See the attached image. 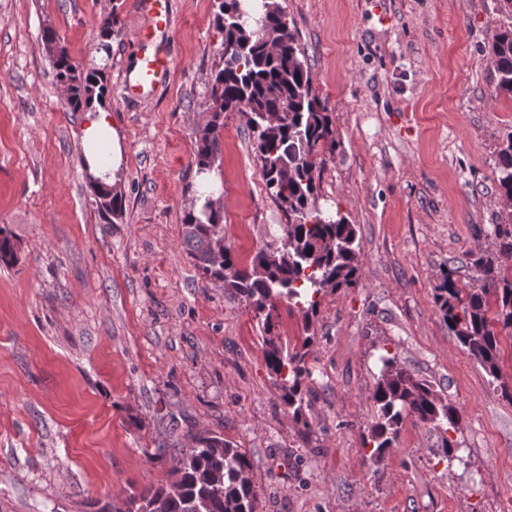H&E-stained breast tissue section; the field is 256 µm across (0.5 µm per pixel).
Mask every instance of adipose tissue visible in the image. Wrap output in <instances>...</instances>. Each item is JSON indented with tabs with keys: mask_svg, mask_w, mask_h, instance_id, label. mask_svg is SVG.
I'll use <instances>...</instances> for the list:
<instances>
[{
	"mask_svg": "<svg viewBox=\"0 0 512 512\" xmlns=\"http://www.w3.org/2000/svg\"><path fill=\"white\" fill-rule=\"evenodd\" d=\"M83 143L88 173L102 184H116L120 178L123 147L110 121L107 104L96 103L88 109Z\"/></svg>",
	"mask_w": 512,
	"mask_h": 512,
	"instance_id": "adipose-tissue-1",
	"label": "adipose tissue"
}]
</instances>
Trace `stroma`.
Segmentation results:
<instances>
[{
    "mask_svg": "<svg viewBox=\"0 0 512 512\" xmlns=\"http://www.w3.org/2000/svg\"><path fill=\"white\" fill-rule=\"evenodd\" d=\"M333 114L336 156L322 207L357 228V287L324 296L309 364L318 392L303 441L279 399L252 309L205 286L183 244L191 163L224 39L213 0H170V79L129 96L143 20L134 0H0V512L123 507L168 479L165 448L190 429L235 441L254 466L257 512H498L512 498V402L433 302L443 265L502 222L495 161L512 100L495 99L482 50L506 21L499 0H280ZM117 8L109 51L101 14ZM76 65L107 62L123 136L122 218L104 223L72 111L43 35ZM214 170L224 242L237 258L282 248L248 131L224 120ZM462 416V463L405 424L379 468L362 449L383 350Z\"/></svg>",
    "mask_w": 512,
    "mask_h": 512,
    "instance_id": "obj_1",
    "label": "stroma"
}]
</instances>
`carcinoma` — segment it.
<instances>
[{
  "instance_id": "obj_1",
  "label": "carcinoma",
  "mask_w": 512,
  "mask_h": 512,
  "mask_svg": "<svg viewBox=\"0 0 512 512\" xmlns=\"http://www.w3.org/2000/svg\"><path fill=\"white\" fill-rule=\"evenodd\" d=\"M215 19L224 31L222 66L214 71L210 111L195 132L197 172H211L222 154L224 116L235 113L253 135V148L271 199L288 217L286 249L258 250L240 263L224 244V212L205 201L200 210L184 211L182 228L188 256L205 282L244 300L263 330L271 376L305 441L313 431L308 413L312 368L308 365L317 336L315 318L320 297L359 284L360 243L355 225L320 205V186L328 159L334 156L333 120L313 89L305 48L278 0H214ZM511 22L485 47L496 83L492 96L512 100V0H501ZM118 25L117 7L101 18L98 36L107 41ZM59 82L68 88V103L78 112L93 97L105 95L101 67L77 66L66 46L50 53ZM498 202L512 203V131L506 134L496 167ZM106 221L122 216V196L111 188L96 189ZM492 247L477 246L466 254L473 272L464 282L454 267H444L434 287V303L457 340L488 376L501 380V336L512 335V216L493 225ZM301 306V344L290 349L274 333L279 305ZM380 376L372 400L376 415L363 436L368 458L382 463L407 420L438 434L440 460L460 459L453 434L462 428L458 410L414 376L389 352L379 356ZM169 480L145 486L126 499V512H254L253 468L246 452L221 433L199 431L186 448L169 452Z\"/></svg>"
}]
</instances>
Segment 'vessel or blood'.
Returning a JSON list of instances; mask_svg holds the SVG:
<instances>
[{
    "instance_id": "b4317fda",
    "label": "vessel or blood",
    "mask_w": 512,
    "mask_h": 512,
    "mask_svg": "<svg viewBox=\"0 0 512 512\" xmlns=\"http://www.w3.org/2000/svg\"><path fill=\"white\" fill-rule=\"evenodd\" d=\"M170 0H137L139 13L145 23L144 39L138 52L136 72L126 80L131 95H144L165 83L171 72V57L166 43L157 40V33L169 27Z\"/></svg>"
}]
</instances>
